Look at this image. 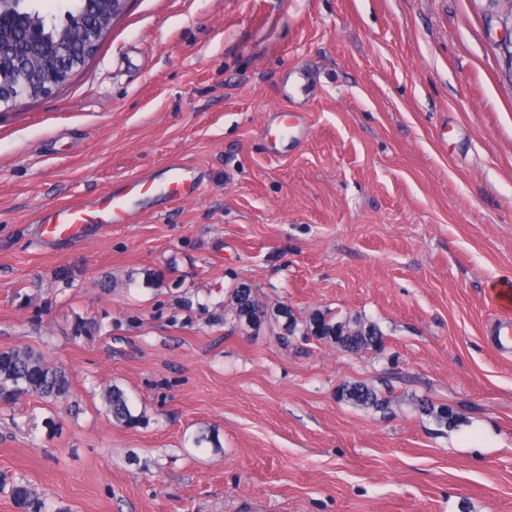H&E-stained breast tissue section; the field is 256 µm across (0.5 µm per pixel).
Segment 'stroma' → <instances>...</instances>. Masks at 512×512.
<instances>
[{
  "label": "stroma",
  "mask_w": 512,
  "mask_h": 512,
  "mask_svg": "<svg viewBox=\"0 0 512 512\" xmlns=\"http://www.w3.org/2000/svg\"><path fill=\"white\" fill-rule=\"evenodd\" d=\"M489 0H128L47 96L0 109V350L63 367L0 403V512H512V67ZM311 132L280 156L287 71ZM178 160L197 197L79 246L37 212ZM251 286L266 315L230 308ZM360 317L357 355L280 306ZM364 381L387 412L341 401ZM116 385L139 422L109 414ZM451 407L436 425L420 400ZM209 442L195 445L196 436ZM494 309L496 318L491 326L496 346L502 351L512 350V283L496 290ZM232 302L235 316L241 324L255 326L265 316L252 288L247 284H241L233 290ZM419 409L422 415L432 418L439 426L455 428L461 425L460 415L446 406H436L428 401H422L419 403Z\"/></svg>",
  "instance_id": "stroma-1"
}]
</instances>
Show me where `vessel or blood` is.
Here are the masks:
<instances>
[{"label":"vessel or blood","mask_w":512,"mask_h":512,"mask_svg":"<svg viewBox=\"0 0 512 512\" xmlns=\"http://www.w3.org/2000/svg\"><path fill=\"white\" fill-rule=\"evenodd\" d=\"M308 72L297 71L293 82L283 83L280 95L287 101L286 109L277 111L276 119L284 138L299 140L308 131L307 114L302 94L309 80ZM199 175L193 169L172 164L163 181L144 175L118 191L79 199L67 206L45 212L38 223V231L45 242H65L73 245L95 238L109 224H129L136 218L142 204L158 196L167 202H179L192 195ZM494 309L496 318L491 334L496 346L503 351L512 350V283L497 289Z\"/></svg>","instance_id":"obj_1"}]
</instances>
